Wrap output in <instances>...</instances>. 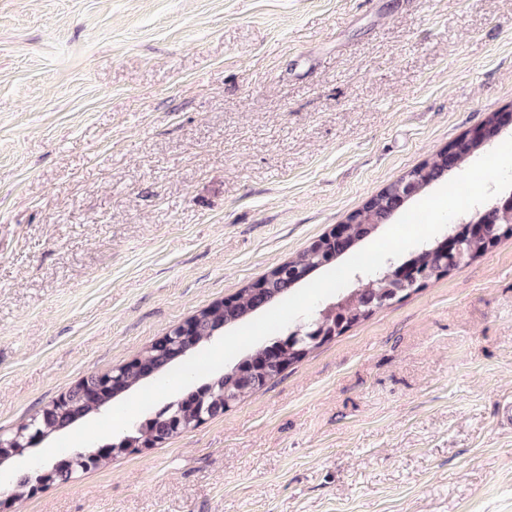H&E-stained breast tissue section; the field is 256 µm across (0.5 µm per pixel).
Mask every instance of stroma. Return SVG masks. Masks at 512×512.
<instances>
[{
	"instance_id": "1",
	"label": "stroma",
	"mask_w": 512,
	"mask_h": 512,
	"mask_svg": "<svg viewBox=\"0 0 512 512\" xmlns=\"http://www.w3.org/2000/svg\"><path fill=\"white\" fill-rule=\"evenodd\" d=\"M512 108V0H0V436ZM512 238L10 512H512Z\"/></svg>"
}]
</instances>
